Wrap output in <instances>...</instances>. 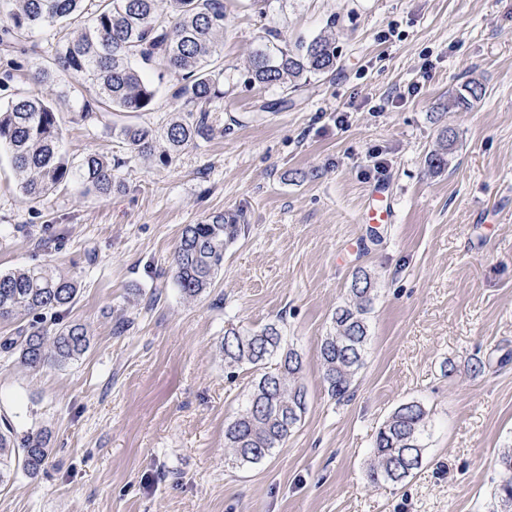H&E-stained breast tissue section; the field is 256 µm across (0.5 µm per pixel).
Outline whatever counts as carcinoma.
I'll return each mask as SVG.
<instances>
[{
    "mask_svg": "<svg viewBox=\"0 0 512 512\" xmlns=\"http://www.w3.org/2000/svg\"><path fill=\"white\" fill-rule=\"evenodd\" d=\"M0 10V45L26 53L29 34L51 30L54 55L51 65L34 79L52 84L62 76H79L89 83L99 111L147 112L157 89L133 66H157L173 79L172 98L190 107L185 115L162 130L138 123L112 124V134L137 155L170 164L190 145L207 141L214 132L209 105L224 95V3L222 0H6ZM84 17L83 27L71 28L72 19ZM338 68L331 34L310 40H284L270 30L252 52L246 82L283 86L302 92L308 76H329ZM485 95L482 84L471 81L448 99L450 108H468ZM442 148L427 164L441 169L448 164V146L454 143L442 131ZM63 130L58 112L46 97L16 93L0 105V149L11 155L23 194L40 201L71 182L108 198L122 188L111 161L88 153L75 161L61 151ZM240 217L226 222L222 213L200 224L184 225L172 261L177 288L194 300L214 286L224 268V254L239 237ZM79 292L77 281L47 266L0 271V319L49 312L59 318ZM377 288L372 275L359 268L353 274L348 297L336 307L332 328L321 339L319 355L323 381L331 397L350 394L363 368L369 341L368 314ZM91 343L89 327L68 322L50 332L34 321L14 336L0 338V355L38 371L65 366L85 354ZM226 368L250 366L259 371L246 403L224 431L225 447L239 465H254L286 445L306 410L302 383L303 358L286 343L281 329L269 324L259 330H224L218 344ZM428 412L417 401L394 409L379 429L367 468L371 485L397 484L415 475L425 460L424 436ZM50 438L39 432L16 437L10 423L0 426V483L11 477L10 460L16 454L22 469L33 475L49 458ZM501 478L494 497L512 500V448L501 454Z\"/></svg>",
    "mask_w": 512,
    "mask_h": 512,
    "instance_id": "1",
    "label": "carcinoma"
}]
</instances>
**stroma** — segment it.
Masks as SVG:
<instances>
[{"label":"stroma","instance_id":"stroma-1","mask_svg":"<svg viewBox=\"0 0 512 512\" xmlns=\"http://www.w3.org/2000/svg\"><path fill=\"white\" fill-rule=\"evenodd\" d=\"M224 14L218 129L166 166L110 125L165 127L179 108L169 83L151 111L83 120L82 78L65 94L33 80L49 30L32 33L20 71L0 53V104L11 88L52 95L69 156H106L123 183L106 199L72 183L35 203L0 152V270L68 273L79 294L67 318L92 333L64 367L0 362V417L51 436L44 469L0 486V512H492L512 447V0H224ZM269 29L330 32L335 76L299 94L245 85ZM472 79L485 96L449 108ZM446 127L456 142L435 170L426 159ZM379 184L395 222L359 223ZM217 213L247 228L211 293L184 299L171 272L181 230ZM360 266L379 293L366 364L339 402L319 345ZM120 317L130 327L116 335ZM272 323L303 357L307 409L284 447L238 468L224 430L256 373L228 374L217 341ZM411 400L429 412L426 461L371 486L375 436Z\"/></svg>","mask_w":512,"mask_h":512}]
</instances>
